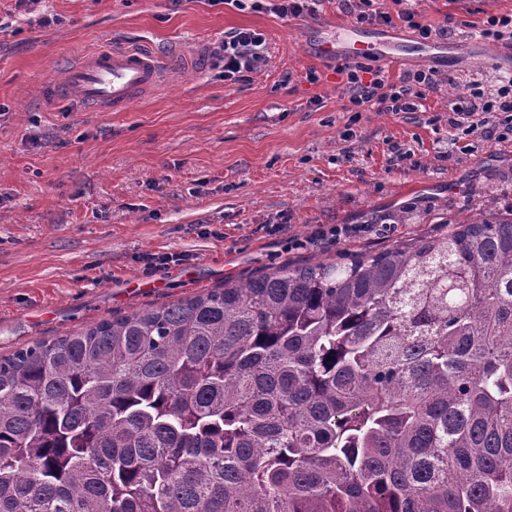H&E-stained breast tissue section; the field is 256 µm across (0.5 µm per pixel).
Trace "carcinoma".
Returning <instances> with one entry per match:
<instances>
[{
  "mask_svg": "<svg viewBox=\"0 0 512 512\" xmlns=\"http://www.w3.org/2000/svg\"><path fill=\"white\" fill-rule=\"evenodd\" d=\"M0 512H512V210L1 358Z\"/></svg>",
  "mask_w": 512,
  "mask_h": 512,
  "instance_id": "cac0c4a2",
  "label": "carcinoma"
}]
</instances>
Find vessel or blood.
I'll return each instance as SVG.
<instances>
[{
	"instance_id": "b4317fda",
	"label": "vessel or blood",
	"mask_w": 512,
	"mask_h": 512,
	"mask_svg": "<svg viewBox=\"0 0 512 512\" xmlns=\"http://www.w3.org/2000/svg\"><path fill=\"white\" fill-rule=\"evenodd\" d=\"M322 50L348 58L378 56L392 66L399 60L393 48L384 49L364 40L347 26L337 28ZM165 70L160 56L115 47L86 56L66 72L63 86L74 92L82 103L120 112L132 101L158 88Z\"/></svg>"
}]
</instances>
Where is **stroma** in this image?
<instances>
[{
	"label": "stroma",
	"mask_w": 512,
	"mask_h": 512,
	"mask_svg": "<svg viewBox=\"0 0 512 512\" xmlns=\"http://www.w3.org/2000/svg\"><path fill=\"white\" fill-rule=\"evenodd\" d=\"M408 6L452 42L512 13V0ZM352 23L339 0L296 19L220 0H0V357L228 279L343 263L512 209V125L496 112L472 133L453 124L472 85L498 88L505 69L404 53L390 79L430 66L437 90L415 112H353L339 57L321 50ZM242 28L264 34L267 54L231 84L211 49ZM102 46L171 68L125 111L100 112L60 78ZM340 224L357 230L335 236Z\"/></svg>",
	"instance_id": "35a3bbf8"
}]
</instances>
